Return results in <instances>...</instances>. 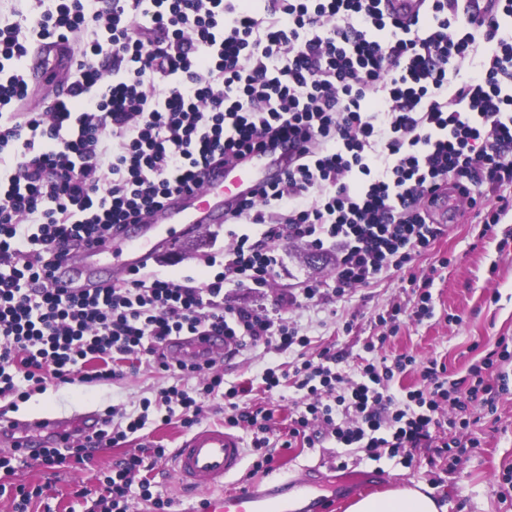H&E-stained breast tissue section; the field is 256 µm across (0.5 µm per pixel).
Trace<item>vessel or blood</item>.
Returning a JSON list of instances; mask_svg holds the SVG:
<instances>
[{
    "mask_svg": "<svg viewBox=\"0 0 512 512\" xmlns=\"http://www.w3.org/2000/svg\"><path fill=\"white\" fill-rule=\"evenodd\" d=\"M59 47L39 44L27 63L29 81L53 87L66 67L58 61ZM288 167L287 153L264 148L230 161L224 168L205 171L199 187L173 193L141 225L136 234L121 231L73 254L55 272L60 288H93L104 280H120L141 270L159 246L175 245L204 224H221L242 199L257 200L262 187ZM449 222L464 213L466 199L455 188L442 190L435 201ZM169 359L194 360L200 354L232 352L219 336H188L165 346ZM102 418L90 411L74 420L49 414L31 420L0 416V429L14 433L15 455L29 456L32 435H44L63 448L94 437ZM245 457L241 438L219 427H205L185 439L171 458V469L182 487L175 512H320V499L308 479H280L249 484L234 492L224 489L226 477L236 474Z\"/></svg>",
    "mask_w": 512,
    "mask_h": 512,
    "instance_id": "obj_1",
    "label": "vessel or blood"
}]
</instances>
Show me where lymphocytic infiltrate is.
I'll return each instance as SVG.
<instances>
[{
	"label": "lymphocytic infiltrate",
	"mask_w": 512,
	"mask_h": 512,
	"mask_svg": "<svg viewBox=\"0 0 512 512\" xmlns=\"http://www.w3.org/2000/svg\"><path fill=\"white\" fill-rule=\"evenodd\" d=\"M382 2L30 0L18 19L0 18L1 400L51 382L113 380L115 355L147 351L184 378L159 395L162 423L192 428L198 397L221 394L225 424L257 430L260 451L272 411L241 405L248 387H225L214 362L174 363L159 346L204 331L237 346H307L297 326L225 307V287L265 288L281 268L277 244L299 239L335 247L340 297L402 270L441 236L430 208L447 185L493 234L512 212V0H497L481 20L462 17L456 0H425L406 24ZM49 39L78 50L65 93L32 112L26 62ZM284 139L296 150L291 166L231 217L262 226L260 239L231 233L207 258L214 275L204 286L136 272L99 288L54 287L52 269L82 244L138 223L204 168ZM508 363L512 352H488L464 386L430 361L424 386L399 400L392 385L413 355L360 363L347 376L326 348L293 371L266 369L263 383L303 390L292 437L409 464L424 449L478 447L458 437L469 426L461 414L495 406L512 388ZM105 414L94 446L47 448L38 464L87 463L95 447L118 445L149 421L145 410L123 427L117 409ZM152 469L137 453L116 462L94 512H131L136 499L170 512Z\"/></svg>",
	"instance_id": "1"
}]
</instances>
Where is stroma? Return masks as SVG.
<instances>
[{"instance_id":"obj_1","label":"stroma","mask_w":512,"mask_h":512,"mask_svg":"<svg viewBox=\"0 0 512 512\" xmlns=\"http://www.w3.org/2000/svg\"><path fill=\"white\" fill-rule=\"evenodd\" d=\"M481 229L470 214L462 222L443 224V233L432 249L417 256L409 266L385 274L370 285L354 288L341 298L332 292L334 250H317L299 240L283 243L279 246L281 274L270 287L260 293L246 288L226 289L224 303L233 308L264 309L297 325L310 340V352L331 348L337 356L338 369L347 373L364 358L365 341L379 336L378 314L398 303L406 312L401 315L396 332L376 349L375 358L390 359L408 353L421 364L434 359L445 365L449 379L460 381L467 378L470 364L495 349L497 343L512 348V245L504 251L499 248L501 240L512 242V214L496 226L494 235L482 236ZM229 243L225 225L207 224L195 239L184 244L179 261L160 257L151 261L149 269L173 279L190 274L203 283L208 279L207 257L215 247ZM413 276L433 280V317L420 320L413 314L417 303L409 284ZM315 283L323 286L321 296L293 306H279L281 295ZM294 358V353L261 345L240 347L222 365L224 385L230 388L250 382L258 386L267 367L285 366ZM117 369L118 378L106 383L62 385L32 394L18 402L14 416L31 419L48 412L70 419L113 405L134 412L143 399H155L161 389L178 381L173 373L149 367L147 356L142 354L118 361ZM301 397V392L292 387L281 393L258 389L251 393L252 402L274 413L269 447L272 468L266 473L254 472L256 458L246 455L241 471L226 479L225 489L240 487L252 475L265 481L292 480L309 474L315 480V493L322 497V512H346L348 503L334 498L333 486L362 483L369 472L378 468L386 475L383 489L400 483L427 485L446 505L447 512H512V502L500 501L497 495L500 486L512 477V392L503 395L495 409L472 407L475 423L462 435L478 438L480 448L456 460L439 459L434 465L423 455L416 456L409 465L385 457L374 461L350 448L336 449L331 440L312 448L299 441L283 447L296 415L295 403ZM186 434L179 422H153L118 446L97 449L93 460L85 465L67 464L47 470L31 460L15 461L12 481L31 491L40 490V497L31 503L33 512H84L83 505L73 496L74 490L85 487L93 496H100L103 487L99 478L115 462L146 445L166 448L169 455Z\"/></svg>"}]
</instances>
